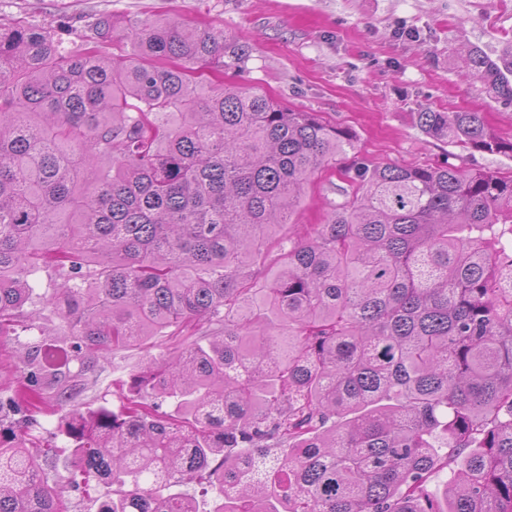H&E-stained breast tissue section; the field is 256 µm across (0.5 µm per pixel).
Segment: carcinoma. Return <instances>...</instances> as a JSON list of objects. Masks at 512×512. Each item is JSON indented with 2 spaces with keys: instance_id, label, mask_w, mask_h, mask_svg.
<instances>
[{
  "instance_id": "cac0c4a2",
  "label": "carcinoma",
  "mask_w": 512,
  "mask_h": 512,
  "mask_svg": "<svg viewBox=\"0 0 512 512\" xmlns=\"http://www.w3.org/2000/svg\"><path fill=\"white\" fill-rule=\"evenodd\" d=\"M86 25L63 49L0 24V337L59 322L62 359L30 343L18 395L69 407L72 443L52 481L54 449L0 428V512H63L68 489L198 512L194 483L211 512H512V176L368 159L320 113L224 86L250 49L206 23ZM466 68L512 106V60ZM414 120L512 153L480 112ZM335 166L322 222H291ZM135 344L160 361L122 409L71 406V363Z\"/></svg>"
}]
</instances>
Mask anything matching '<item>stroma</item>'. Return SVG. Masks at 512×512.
Wrapping results in <instances>:
<instances>
[{
	"label": "stroma",
	"instance_id": "35a3bbf8",
	"mask_svg": "<svg viewBox=\"0 0 512 512\" xmlns=\"http://www.w3.org/2000/svg\"><path fill=\"white\" fill-rule=\"evenodd\" d=\"M98 13L179 14L247 41V71L226 72L225 82L259 86L290 107L349 127L368 158L512 174V155L433 140L413 119L427 108L477 111L512 138V108L467 76L464 64L474 47L493 58L512 54V0H0V21L51 23L64 47L85 37L83 17ZM32 339L28 332L0 338V397L14 396L23 370L18 354ZM114 378L111 364L99 361L75 405L118 408ZM65 416L57 408L29 426L40 446L55 448L60 468L70 458Z\"/></svg>",
	"mask_w": 512,
	"mask_h": 512
}]
</instances>
